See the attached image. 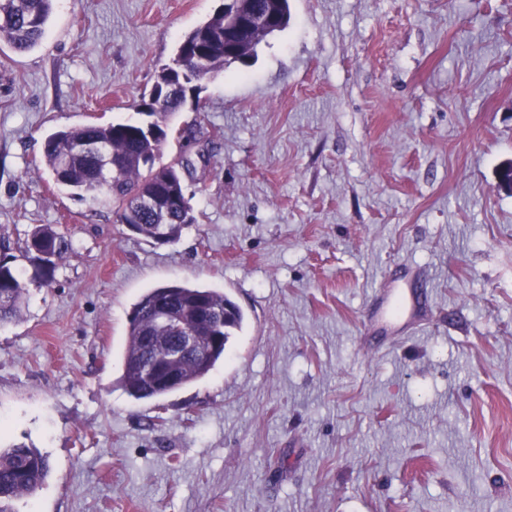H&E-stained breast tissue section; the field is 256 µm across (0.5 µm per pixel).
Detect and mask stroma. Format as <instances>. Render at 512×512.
Returning a JSON list of instances; mask_svg holds the SVG:
<instances>
[{"mask_svg":"<svg viewBox=\"0 0 512 512\" xmlns=\"http://www.w3.org/2000/svg\"><path fill=\"white\" fill-rule=\"evenodd\" d=\"M222 0H54L0 41V254L28 283L0 326V446L39 449L14 512H512V0H289L250 65L171 120L195 224L156 244L55 186L47 134L140 121ZM54 224L51 283L21 256ZM415 268L427 315L366 350L369 300ZM171 282L245 315L206 377L118 384L129 319Z\"/></svg>","mask_w":512,"mask_h":512,"instance_id":"stroma-1","label":"stroma"}]
</instances>
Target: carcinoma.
<instances>
[{"label":"carcinoma","instance_id":"1","mask_svg":"<svg viewBox=\"0 0 512 512\" xmlns=\"http://www.w3.org/2000/svg\"><path fill=\"white\" fill-rule=\"evenodd\" d=\"M275 16L271 31H262L250 38L242 51L255 55L257 46L270 33L288 26V0H254ZM53 0H0V41L10 44L18 53L37 46L45 32L52 12ZM200 50L197 75L187 71L166 74L161 70L156 86L163 98L151 107V115L162 132V138H150L141 132L137 122H116L107 125L87 124L57 130L44 140V162L55 184L79 197L97 199L101 196L115 205L117 220L128 221L127 209L132 196H158L182 185L178 167L183 158L155 167L142 164L156 159L161 139L170 132V118L183 106L193 80H202L224 69L231 61L224 59V12L219 11L186 33L179 41L176 55L187 50ZM94 141L104 154L119 160L116 168L105 166L102 157L84 151ZM192 207L180 211L147 209L141 212L136 233L155 240L162 233L169 243L176 242L186 226L194 223ZM72 250L71 236L52 224L36 227L24 246V257L44 280L51 279L60 262ZM28 288L20 272L6 257H0V325L11 322L27 300ZM245 316L223 292L171 283L150 289L135 304L129 322L128 341L123 353V372L119 385L135 399H156L207 376L226 355L227 345L235 333L243 329ZM174 336H220L217 345H204L205 360L182 357L178 360L179 377L169 389L156 388L144 376L147 352L159 342L168 346ZM50 473L46 455L36 448L13 446L0 448V512H12L14 501L34 495L43 487Z\"/></svg>","mask_w":512,"mask_h":512}]
</instances>
